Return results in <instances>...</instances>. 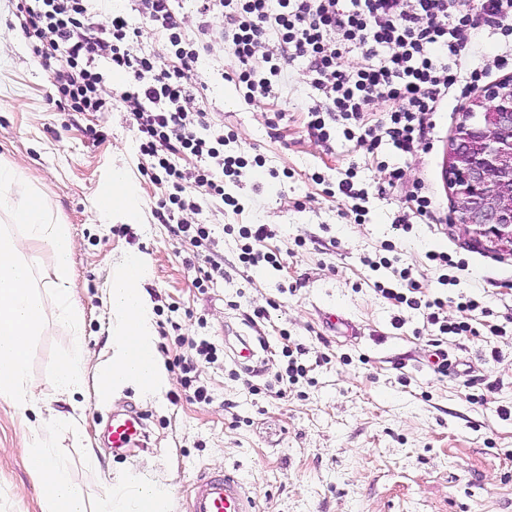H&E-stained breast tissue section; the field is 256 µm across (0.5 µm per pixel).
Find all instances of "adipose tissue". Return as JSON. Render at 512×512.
<instances>
[{
	"label": "adipose tissue",
	"mask_w": 512,
	"mask_h": 512,
	"mask_svg": "<svg viewBox=\"0 0 512 512\" xmlns=\"http://www.w3.org/2000/svg\"><path fill=\"white\" fill-rule=\"evenodd\" d=\"M21 175L19 165L0 164V214L14 225L10 231L0 229V400L21 412L37 406L39 396L28 379L29 352L34 338L52 320L68 326L74 340L71 350L56 362L51 380L61 395L73 398V409L80 412L85 407L79 396L84 392L89 354L72 300L71 258L76 243L67 225L54 222L45 193L30 189L14 198ZM43 249L50 253L51 265L40 276L32 256ZM145 276L143 261L129 258L105 289L114 317L112 356L97 371L98 399L128 384L156 393L170 383L155 346ZM71 426V421L50 415L30 428L25 438L22 454L41 483L44 512H94L71 483L64 459L51 447L55 433ZM169 497L167 487L132 469L106 492L95 512H165Z\"/></svg>",
	"instance_id": "ef3b65f1"
}]
</instances>
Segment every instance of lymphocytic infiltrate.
Segmentation results:
<instances>
[{"mask_svg":"<svg viewBox=\"0 0 512 512\" xmlns=\"http://www.w3.org/2000/svg\"><path fill=\"white\" fill-rule=\"evenodd\" d=\"M16 0L15 16L33 62L49 75L52 101L62 112H108L120 103L136 129L146 166L140 172L163 187L152 214L176 236L199 247L210 240L196 216L208 204L241 215L244 204L227 192L249 168L262 166L215 127L199 99L195 74L214 43L236 61L231 74L245 101L269 95L288 59H303L323 100L308 109V128L321 143L336 135L377 150L427 147L432 116L447 98H466L487 77L468 67L479 30L506 45L499 69H512V0ZM150 27L165 54L145 49ZM360 53L359 63L342 60ZM386 108L374 124L364 112ZM194 158L192 167L180 160ZM238 259L244 267L279 268L264 243L266 224H243ZM393 284L375 282L381 296L425 309L441 334L476 335L469 322L442 321L446 299L421 300L411 269H395Z\"/></svg>","mask_w":512,"mask_h":512,"instance_id":"obj_1","label":"lymphocytic infiltrate"}]
</instances>
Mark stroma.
I'll return each mask as SVG.
<instances>
[{
    "label": "stroma",
    "instance_id": "stroma-1",
    "mask_svg": "<svg viewBox=\"0 0 512 512\" xmlns=\"http://www.w3.org/2000/svg\"><path fill=\"white\" fill-rule=\"evenodd\" d=\"M11 0H0V164L19 161L27 184L47 193L56 222L67 225L77 248L73 288L91 364L108 359L111 311L104 288L130 256L148 266V296L157 349L172 379L170 389L149 394L136 386L114 389L90 403L77 429L59 437L71 478L89 503L129 469L170 488L168 512H186L195 479L236 472L260 512H512V255H496L465 240L450 221L451 200L443 170L459 112L444 109L428 152H375L336 138L323 146L307 131V109L317 101L305 63L289 60L273 95L253 103L238 98L231 80L212 85V72H232L229 51L216 47L199 67L204 102L215 123L234 133L248 156H261L267 173L245 174L235 192L242 215L205 207L199 222L212 230L209 247L178 240L156 223L151 207L162 190L138 168L135 132L123 109L65 113L49 103L47 74L33 63ZM234 95L233 106L222 104ZM102 131L91 141L87 128ZM402 186H388L391 168ZM368 193L362 216L348 209L336 189L346 171ZM130 205L100 214L97 199L115 182ZM423 183L433 201L428 218L396 227L414 204L407 195ZM269 225L267 250L280 254V269L246 268L238 238L227 224ZM394 244L400 266L411 268L426 295L451 297L449 322L504 326L502 336L440 335L423 311L394 305L374 289L392 279L372 271L364 258L384 256ZM463 260L456 285L442 286L429 252ZM224 263L206 289L195 288L197 269L212 255ZM474 298L473 311L455 297ZM263 309L267 321L246 319ZM204 338L217 349L198 359L195 376L210 400L181 394L182 373L173 361L184 350L177 336ZM267 337L250 369L236 357L241 339ZM297 344L304 379L286 397L264 391L285 364L282 350ZM72 345L68 327L48 322L30 351L28 374L44 407L60 419L72 412L50 376ZM447 351V374L436 373L435 349ZM145 417L146 448L121 455L104 438L111 412ZM29 426L0 403V512H43L39 481L25 467L21 448Z\"/></svg>",
    "mask_w": 512,
    "mask_h": 512
}]
</instances>
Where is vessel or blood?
Returning <instances> with one entry per match:
<instances>
[{
    "label": "vessel or blood",
    "mask_w": 512,
    "mask_h": 512,
    "mask_svg": "<svg viewBox=\"0 0 512 512\" xmlns=\"http://www.w3.org/2000/svg\"><path fill=\"white\" fill-rule=\"evenodd\" d=\"M141 421L135 416L113 415L108 435L113 447H130ZM190 512H256V502L248 495L240 478L231 472L197 477L189 504Z\"/></svg>",
    "instance_id": "vessel-or-blood-1"
}]
</instances>
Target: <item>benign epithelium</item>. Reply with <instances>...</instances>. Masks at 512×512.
<instances>
[{"label":"benign epithelium","mask_w":512,"mask_h":512,"mask_svg":"<svg viewBox=\"0 0 512 512\" xmlns=\"http://www.w3.org/2000/svg\"><path fill=\"white\" fill-rule=\"evenodd\" d=\"M444 178L472 243L512 252V77L472 98L449 141Z\"/></svg>","instance_id":"obj_1"}]
</instances>
